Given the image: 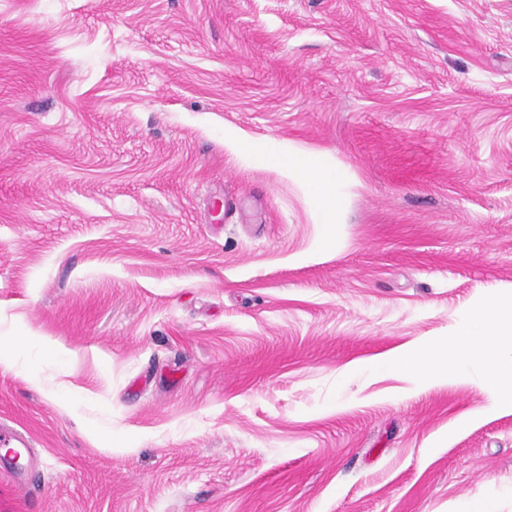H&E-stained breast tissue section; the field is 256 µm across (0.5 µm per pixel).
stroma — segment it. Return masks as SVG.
Wrapping results in <instances>:
<instances>
[{"label": "stroma", "instance_id": "1", "mask_svg": "<svg viewBox=\"0 0 512 512\" xmlns=\"http://www.w3.org/2000/svg\"><path fill=\"white\" fill-rule=\"evenodd\" d=\"M241 134L324 155L339 224ZM488 301L512 0H0L29 512H512V386L368 368Z\"/></svg>", "mask_w": 512, "mask_h": 512}]
</instances>
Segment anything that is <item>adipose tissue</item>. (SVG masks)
Here are the masks:
<instances>
[{"mask_svg": "<svg viewBox=\"0 0 512 512\" xmlns=\"http://www.w3.org/2000/svg\"><path fill=\"white\" fill-rule=\"evenodd\" d=\"M277 164L318 200L320 223L335 224L343 181L325 157L312 152L291 154L279 158ZM505 347L512 349V303L488 302L463 314L453 343L438 341L397 348L376 358L372 367L422 382L457 379L470 376L472 354L479 349L488 359L486 375L492 388L497 389L512 384V358L499 355Z\"/></svg>", "mask_w": 512, "mask_h": 512, "instance_id": "1", "label": "adipose tissue"}]
</instances>
